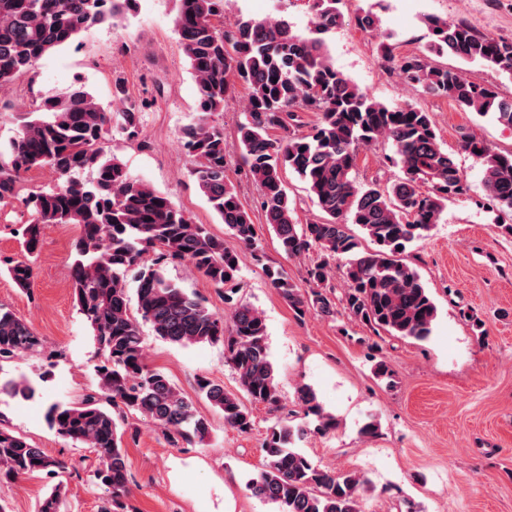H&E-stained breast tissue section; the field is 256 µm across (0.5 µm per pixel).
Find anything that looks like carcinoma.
Masks as SVG:
<instances>
[{
	"label": "carcinoma",
	"mask_w": 512,
	"mask_h": 512,
	"mask_svg": "<svg viewBox=\"0 0 512 512\" xmlns=\"http://www.w3.org/2000/svg\"><path fill=\"white\" fill-rule=\"evenodd\" d=\"M339 3L313 0V29L305 36L283 17L242 18L226 30L221 21L224 0H179L175 32L196 79L199 112L197 122L182 131L184 146L199 190L239 242L257 248L250 212L226 178L233 151L240 153L245 177L257 185L265 222L284 252L290 257L313 247L323 252L324 258L307 270L315 284L309 290L283 269L266 267L270 285L298 318L311 310L324 317L336 314L329 258L342 257L347 315L375 333L423 340L438 309L419 273L401 255L426 238L448 202L468 195L469 186L456 157L442 146L431 113L412 105L389 107L329 62L320 35L339 25ZM137 9L138 0H0V89L89 27L113 25ZM426 24L431 35L426 53L398 58L384 43V61L424 92L512 128V99L497 85L427 61L429 53L447 55L512 79V40L481 34L462 20L431 16ZM237 83L246 88L247 97L243 121L230 144L224 128L210 117L224 110ZM141 109L127 100L111 110L78 85L19 114L14 134L0 142V206L18 198L29 171L47 167L56 174L54 186L21 198L28 214L21 246L28 256L40 246L42 225L80 228L73 245L71 288L92 332L100 393L79 402H54L46 418L59 436L96 455L94 476L108 493L103 512H127L131 475L123 436L128 414L148 418L175 447L202 444L211 432L194 401L147 364L142 325L181 346L223 345L246 396L271 409L281 406L262 313L239 303L226 322L166 276L168 265L186 261L222 290L238 278L239 255L104 151L103 142L114 129L129 139L137 137ZM301 112L318 115L306 134L299 132ZM381 140L392 143L390 161L402 176L385 187L358 182L360 150ZM460 151L480 164L486 197L512 212V151H498L471 134L462 136ZM286 170L307 185L319 219L307 224L295 219L283 180ZM351 223L376 245L374 250L360 248ZM0 271L23 290L33 276L31 261L10 256L0 258ZM131 271L137 283L134 314L126 288ZM42 347L43 338L0 305V362ZM195 391L223 415L226 425L251 431L252 412L237 394L206 376L196 379ZM2 392L29 397L33 389L23 380H8L0 382ZM296 402L319 417L318 431L336 428L335 418L322 411L310 386L296 389ZM304 435V429L291 425L272 428L261 467L248 482L251 495L276 505L279 512H361V478L315 465L295 449ZM63 468L64 461L0 426V488L29 474ZM61 494V487H54L39 501L37 512H59Z\"/></svg>",
	"instance_id": "obj_1"
}]
</instances>
